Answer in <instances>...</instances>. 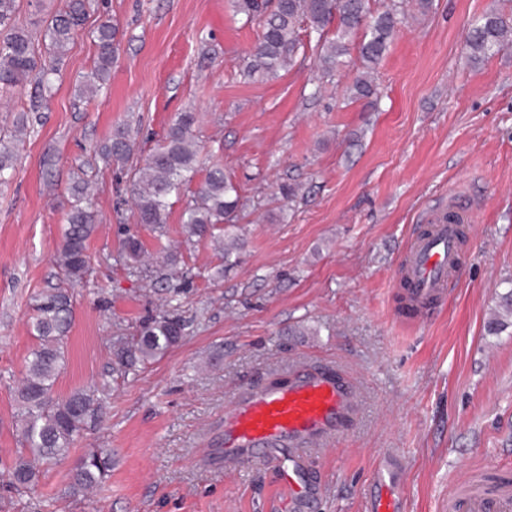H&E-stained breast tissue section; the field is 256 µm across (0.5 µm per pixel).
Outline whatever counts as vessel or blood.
<instances>
[{
    "label": "vessel or blood",
    "instance_id": "vessel-or-blood-1",
    "mask_svg": "<svg viewBox=\"0 0 512 512\" xmlns=\"http://www.w3.org/2000/svg\"><path fill=\"white\" fill-rule=\"evenodd\" d=\"M458 260L455 225L435 221L430 235L414 245L406 259L414 297H443ZM351 399L349 386L325 371L301 373L285 387L250 390L224 416V461L236 463L244 450H255L278 467L282 487L294 497H303L294 470L281 466L274 451L317 442L338 431ZM391 490L389 480L378 481L368 512H397ZM448 508L450 512H512V485H501L490 493L461 490L449 498Z\"/></svg>",
    "mask_w": 512,
    "mask_h": 512
}]
</instances>
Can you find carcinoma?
Returning <instances> with one entry per match:
<instances>
[{"instance_id": "1", "label": "carcinoma", "mask_w": 512, "mask_h": 512, "mask_svg": "<svg viewBox=\"0 0 512 512\" xmlns=\"http://www.w3.org/2000/svg\"><path fill=\"white\" fill-rule=\"evenodd\" d=\"M233 11L245 22L262 23L259 43L250 55L248 73L267 77L293 67L303 36L316 35L315 66L331 74L344 64L349 46L356 44L362 71L351 88V98L368 100L377 94L373 72L384 57L391 38L405 17L400 0L378 14H372L369 0H232ZM18 0H0V95L35 80L42 91H52L55 69L42 65L39 44L24 27L18 26ZM87 15V0H62V7L46 25L41 42L55 60L66 55L68 46ZM335 21L334 36L326 26ZM96 47L94 66L83 76L78 97L89 101L107 88L118 51V29L110 21L99 23L92 33ZM465 47L469 61L479 64L512 47V17L492 8L476 19ZM200 125L197 112L186 110L175 115L165 137L158 141L140 166L133 170L132 203L136 223L157 236L165 235L169 199L179 196L200 172L204 179L191 192L181 214V228L187 240L210 238L218 244L224 263L238 254L243 242L237 236L215 235L216 226L231 221L241 195L238 185L219 164L204 166L202 146L195 134ZM26 125L0 132V182L15 170L19 144ZM135 142L126 128L118 127L112 136L94 150L104 164L127 163ZM89 164L80 168L67 187L68 208L64 217L62 241L53 261L60 270L63 286L40 293L34 300L30 332L37 339L30 352L26 371L17 386L20 443L9 467L8 487L15 493L33 491L43 472L70 454L89 424L99 420L110 381H94L59 398L54 386L65 361L68 335L73 320L72 293L68 286L82 282L91 269L88 243L95 232L97 214L90 192ZM143 244L136 234L124 240L121 258L131 273L139 272ZM512 318V289L502 296L497 314L488 328L503 325L501 317ZM185 321L178 308L148 317L137 334L115 336L111 344L112 374L127 377L141 365L154 361L179 344ZM112 471V454L89 451L80 456L69 471L68 490L73 495L102 485Z\"/></svg>"}]
</instances>
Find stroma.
<instances>
[{
    "label": "stroma",
    "mask_w": 512,
    "mask_h": 512,
    "mask_svg": "<svg viewBox=\"0 0 512 512\" xmlns=\"http://www.w3.org/2000/svg\"><path fill=\"white\" fill-rule=\"evenodd\" d=\"M512 0H433L407 9L374 72V107L351 100L356 54L333 75L312 61L275 77L245 74L261 28L231 0H89L51 97L35 83L0 98V130L26 119L16 174L0 185V512H367L389 458L399 460L400 512H448L460 479L512 475V326L488 332L512 289V49L474 65L465 38L486 10ZM119 30L107 89L76 97L91 70L101 18ZM199 112L208 162L241 188L235 231L245 244L225 265L211 241L181 232L173 202L166 242L186 273L179 345L114 380L104 418L68 459L45 471L35 497H11L19 447L14 391L36 341L33 299L59 282L66 188L92 162L99 221L92 269L75 288L74 323L55 396L107 371L116 328L135 334L173 297L152 232L133 217L130 172L174 113ZM130 126L126 167L91 148ZM298 186L294 200L279 188ZM474 221L448 291L428 308L403 302V258L422 216L449 201ZM138 232L155 285L125 269ZM333 368L354 388L351 416L292 463L308 498L296 510L279 473L251 459L228 465L224 414L242 391L304 367ZM112 451V475L67 492L74 459Z\"/></svg>",
    "instance_id": "obj_1"
}]
</instances>
